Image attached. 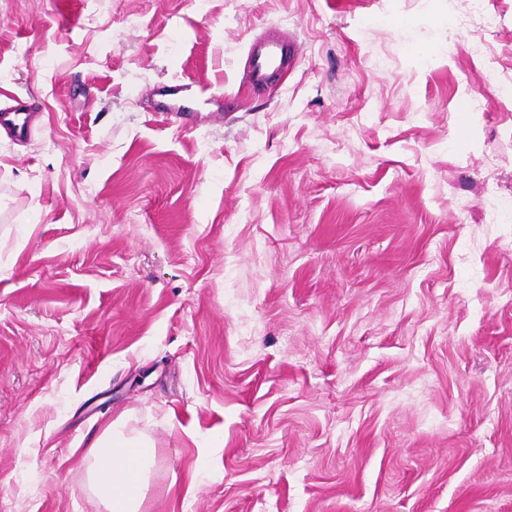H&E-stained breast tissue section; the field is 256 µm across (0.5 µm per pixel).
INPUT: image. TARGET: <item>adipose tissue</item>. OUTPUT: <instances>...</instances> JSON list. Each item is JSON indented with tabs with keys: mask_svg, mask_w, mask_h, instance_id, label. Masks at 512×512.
Wrapping results in <instances>:
<instances>
[{
	"mask_svg": "<svg viewBox=\"0 0 512 512\" xmlns=\"http://www.w3.org/2000/svg\"><path fill=\"white\" fill-rule=\"evenodd\" d=\"M90 478L110 512H141L154 463V450L110 426L92 444Z\"/></svg>",
	"mask_w": 512,
	"mask_h": 512,
	"instance_id": "ef3b65f1",
	"label": "adipose tissue"
}]
</instances>
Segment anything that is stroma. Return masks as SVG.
<instances>
[{
  "mask_svg": "<svg viewBox=\"0 0 512 512\" xmlns=\"http://www.w3.org/2000/svg\"><path fill=\"white\" fill-rule=\"evenodd\" d=\"M0 0V512H512V0ZM288 41L280 75L250 50ZM0 122L9 124L19 137H25L29 131L27 110L22 107L0 109ZM90 478L110 512H140L154 463V448L112 423L90 447Z\"/></svg>",
  "mask_w": 512,
  "mask_h": 512,
  "instance_id": "1",
  "label": "stroma"
}]
</instances>
